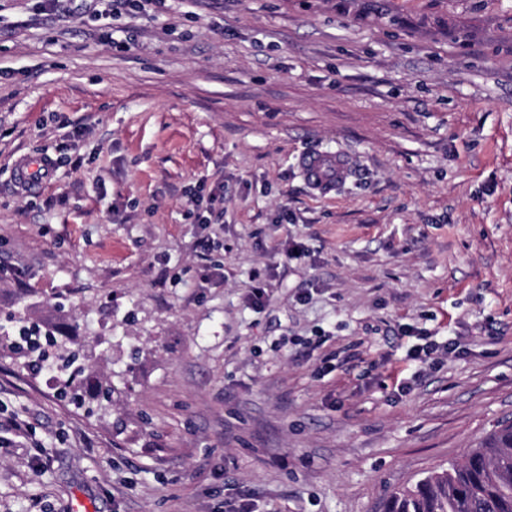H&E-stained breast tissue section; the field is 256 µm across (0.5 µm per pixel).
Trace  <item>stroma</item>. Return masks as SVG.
Wrapping results in <instances>:
<instances>
[{"label":"stroma","mask_w":512,"mask_h":512,"mask_svg":"<svg viewBox=\"0 0 512 512\" xmlns=\"http://www.w3.org/2000/svg\"><path fill=\"white\" fill-rule=\"evenodd\" d=\"M94 7L0 0V512H382L512 425V0ZM301 166L307 181L321 193L329 192L334 181L343 180L348 171V164L341 156H336L333 161H327L319 155L307 154L301 158ZM327 171L332 172L331 177L327 175ZM330 178L332 180L328 181Z\"/></svg>","instance_id":"stroma-1"}]
</instances>
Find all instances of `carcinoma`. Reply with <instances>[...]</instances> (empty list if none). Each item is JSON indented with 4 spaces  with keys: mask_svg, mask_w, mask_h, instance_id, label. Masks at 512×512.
I'll return each mask as SVG.
<instances>
[{
    "mask_svg": "<svg viewBox=\"0 0 512 512\" xmlns=\"http://www.w3.org/2000/svg\"><path fill=\"white\" fill-rule=\"evenodd\" d=\"M384 512H512V426L468 450L462 462L393 492Z\"/></svg>",
    "mask_w": 512,
    "mask_h": 512,
    "instance_id": "1",
    "label": "carcinoma"
}]
</instances>
